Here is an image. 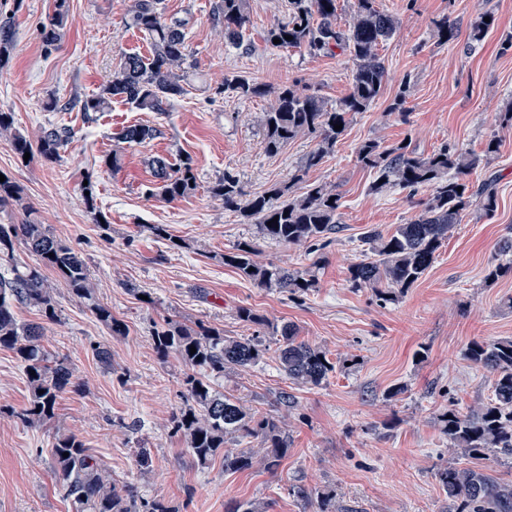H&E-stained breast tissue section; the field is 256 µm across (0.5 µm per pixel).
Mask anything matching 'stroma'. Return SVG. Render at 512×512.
I'll use <instances>...</instances> for the list:
<instances>
[{"mask_svg":"<svg viewBox=\"0 0 512 512\" xmlns=\"http://www.w3.org/2000/svg\"><path fill=\"white\" fill-rule=\"evenodd\" d=\"M131 3L69 0L66 34L47 48L40 28L55 0H0V19H10L15 30L12 58L0 71V110L13 113L16 129L31 137L51 124L75 132L49 165L21 163L0 138V172L23 188L38 222L85 259L97 299L126 326L125 335H112L62 287L55 292V320L16 306L19 321L42 323L43 347L69 359L78 386L63 394L53 420L24 425L16 417L29 399L24 368L15 352L0 348V512H73L51 470L52 443L70 432L108 466L117 485H133L140 498L162 500L171 512H229L246 501L263 503L266 512H321L322 493L354 512H447L439 473L462 456L439 418L492 395L493 378L465 358L467 345L512 336V310L504 305L512 275L486 278L512 228V127L500 123L512 107V48L503 47L512 38V0H376L399 21L379 48L388 71L383 92L293 188L303 195L322 184L339 197L340 230L313 253L262 238L256 224L226 210L209 189L227 172L249 196L287 183L316 140L300 136L267 152L261 117L269 93L287 83L337 106L351 87L349 53L267 45L265 32L287 16L288 0H250L251 22L239 47L214 27V0H162L166 17L188 21L187 94L163 114L116 102L111 111L84 118L67 101L97 94L125 54L149 53L145 36L126 24ZM483 12L494 16V25L471 40ZM444 18L458 31L446 44L434 34ZM237 74L265 85L268 95L221 93L225 78ZM53 100L58 109H50ZM133 124L159 133L119 148L118 134ZM368 140L424 155L448 145L480 156L469 182L491 185L497 196L492 213L470 207L425 275L385 305L372 289L351 286L349 268L368 249L366 231L391 232L409 222L430 192L374 191L376 173L357 155ZM116 149L120 166L111 170L103 159ZM185 155L194 161L195 191L173 202L154 195L153 159L174 163ZM87 181L95 189L93 211L82 198ZM99 212L106 223H97ZM154 224L168 238L155 236ZM244 241L254 244L259 262L309 270L315 288L305 294L262 288L225 265V253ZM242 307L271 325L295 324L300 338L334 363L321 386L291 385L267 329L260 362L216 379L220 391L282 421L288 451L273 472L258 462L231 472L220 456L198 465L173 424L185 406L187 369L177 356L159 359L154 348L156 331L169 322L201 321L229 337L253 335L255 326L237 317ZM98 344L110 348L111 367L95 357ZM285 389L296 398L289 410L278 402ZM142 448L151 457L145 468L137 463ZM298 486L309 498L295 495Z\"/></svg>","mask_w":512,"mask_h":512,"instance_id":"35a3bbf8","label":"stroma"}]
</instances>
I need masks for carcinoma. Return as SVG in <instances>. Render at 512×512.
I'll list each match as a JSON object with an SVG mask.
<instances>
[{"mask_svg": "<svg viewBox=\"0 0 512 512\" xmlns=\"http://www.w3.org/2000/svg\"><path fill=\"white\" fill-rule=\"evenodd\" d=\"M161 0H133L127 24L149 41L150 55L127 54L107 80L102 91L80 101L81 111L106 112L112 100L120 99L142 112H165L170 98L187 93L186 21L167 19ZM213 22L222 26L227 40L241 44L243 30L250 22L248 0H215ZM68 24L67 0H57L51 21L42 27L43 43L52 46L61 41ZM398 28L396 17L381 11L376 0H356L348 28L337 23L336 0H288V19L267 29L265 40L278 48L309 47L314 52L349 51L353 61L350 93L332 108L314 94H302L292 85L275 91L274 103L263 113L266 149L277 153L288 141L301 134L317 138L316 146L301 162L291 178L296 182L304 173L318 167L333 150L342 131L334 125L347 126L350 117L367 111L380 96L387 78V68L379 55V46ZM291 39H285V36ZM15 31L10 22L0 23V67L14 49ZM222 93L256 97L267 90L242 75L224 79ZM0 135L9 137L19 159L30 153L28 162L54 163L60 150L74 137L66 126L42 129L37 142L14 129L13 115L0 112ZM156 135V130L131 125L121 134L129 145L140 144ZM360 162L376 170L373 189L389 186L417 190L427 188L430 199L407 224L398 225L385 236L371 229L364 236L369 255L349 269L355 288H374L377 298L393 302L397 294L413 287L435 259L436 251L450 238L472 195L468 176L480 164V158L448 146L424 156L407 147L390 148L375 140L362 143L357 150ZM154 177L162 182L159 195L175 201L194 191L197 181L192 158L180 159L177 168L159 158ZM213 196L224 208L238 211L257 224L260 234L288 245H322V240L336 232L340 207L336 193L317 185L304 196L290 195L287 186L274 185L261 195L245 198L239 180L226 172L211 186ZM15 205L24 214L19 224H0V257L12 260L15 243L23 242L37 256L39 266L9 273L0 272V347L17 354L25 367L30 400L18 413L26 425L35 426L52 420L63 393L76 386L74 370L64 356L51 355L41 345L43 326L18 321L14 307L24 304L37 309L49 320L55 319V287L41 272L53 270L60 284L78 303L87 306L114 336L126 334L124 325L112 317V311L96 300L85 260L66 242L50 234L45 225L32 218L33 208L24 204L22 188L11 178L0 182V206ZM276 220L270 227L267 222ZM256 249L250 242L237 244L224 255V264L238 269L262 288L282 292L305 293L315 287L308 271L294 270L255 261ZM279 336L278 363L288 380L301 386H320L334 365L321 348L299 339L292 324L273 328ZM196 348L190 353V348ZM155 348L163 356L176 354L192 369L185 381L186 408L173 417L174 429L184 434L190 454L205 464L224 453V470L241 471L252 467L255 450L224 448L229 438H254L261 442L265 469L280 465L288 448V435L280 421L255 414L233 395L214 387V380L228 370L256 364L266 346L258 335L226 337L224 332L202 322L193 326L169 324L156 331ZM465 358L493 375L492 396L486 403L463 413L450 409L451 418L441 417L443 433L451 445L475 464H451L439 472V481L448 496V512H512V482L499 477L490 464L482 463L487 451L512 458V338L491 342H470ZM69 456H64V453ZM53 472L75 512H170L161 500H144L137 510L131 487H118L111 471L92 455L74 434H61L52 448Z\"/></svg>", "mask_w": 512, "mask_h": 512, "instance_id": "obj_1", "label": "carcinoma"}]
</instances>
